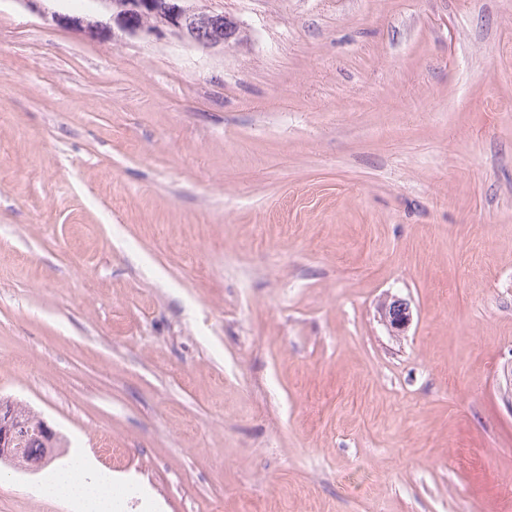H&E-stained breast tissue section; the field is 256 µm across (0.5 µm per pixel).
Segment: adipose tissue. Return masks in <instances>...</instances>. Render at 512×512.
<instances>
[{
    "instance_id": "1",
    "label": "adipose tissue",
    "mask_w": 512,
    "mask_h": 512,
    "mask_svg": "<svg viewBox=\"0 0 512 512\" xmlns=\"http://www.w3.org/2000/svg\"><path fill=\"white\" fill-rule=\"evenodd\" d=\"M111 482V471L77 454L57 471L51 491L71 505L74 512H119L120 498L105 492Z\"/></svg>"
}]
</instances>
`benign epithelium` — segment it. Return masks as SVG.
<instances>
[{
    "label": "benign epithelium",
    "instance_id": "1",
    "mask_svg": "<svg viewBox=\"0 0 512 512\" xmlns=\"http://www.w3.org/2000/svg\"><path fill=\"white\" fill-rule=\"evenodd\" d=\"M27 9L42 17L79 31L101 34L112 31L115 23L130 37L146 43L177 42L205 52L240 45L246 39L243 24L229 14L201 8L191 10L183 0H93L94 10L100 14L95 26L85 25L82 17L49 11L42 6L44 0H21ZM166 16L165 23L151 22L155 13ZM381 318L393 332H400L412 321L409 302L396 295L388 296L380 307ZM48 436L55 430L40 419L35 429L22 420L10 400L0 401V463H13L22 452L20 441L30 432Z\"/></svg>",
    "mask_w": 512,
    "mask_h": 512
}]
</instances>
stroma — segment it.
<instances>
[{
  "mask_svg": "<svg viewBox=\"0 0 512 512\" xmlns=\"http://www.w3.org/2000/svg\"><path fill=\"white\" fill-rule=\"evenodd\" d=\"M207 4L247 41L0 0V396L122 512H512V0ZM381 318L392 332H400L412 321V309L409 302L396 295L388 296L380 307Z\"/></svg>",
  "mask_w": 512,
  "mask_h": 512,
  "instance_id": "obj_1",
  "label": "stroma"
}]
</instances>
